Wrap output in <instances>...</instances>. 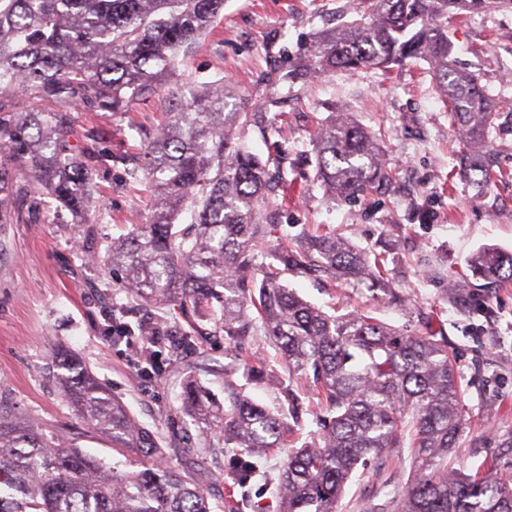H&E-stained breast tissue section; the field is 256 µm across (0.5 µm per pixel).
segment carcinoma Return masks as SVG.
Instances as JSON below:
<instances>
[{"mask_svg":"<svg viewBox=\"0 0 512 512\" xmlns=\"http://www.w3.org/2000/svg\"><path fill=\"white\" fill-rule=\"evenodd\" d=\"M363 18L325 30L300 70L302 79L326 71L370 67L387 71L408 59L429 63L433 79L468 153L462 171L490 184V135L500 113L471 72L452 67L448 12L511 7L512 0H362ZM224 0H0V223L12 222L22 196L38 205L48 196L87 223L97 192L91 156L74 152L71 112H126L149 96L168 101V119L125 170L154 196L147 222L112 242L106 259L121 272L118 287L146 304L189 307L224 337V404L198 379L183 383L181 412L202 425L233 457L234 480L256 474L254 459L283 444L303 421L301 383L329 413L322 433L288 456L278 473L279 512H336L354 472L378 470L393 448L409 445L414 472L395 495L396 512H512V488L490 477L461 476L448 453L462 430L455 356L431 330L408 334L365 312L329 315L282 284L285 274L363 286L396 300L381 255L371 256L336 234L303 235L271 246L275 216L263 205L284 197L288 179L279 152L261 157L245 145L257 116L230 105L233 87L191 78L176 69L223 13ZM16 95L54 112H17ZM301 175L331 196L358 199L392 181L377 139L347 112L314 133V159ZM194 221L180 228V214ZM267 250L268 263H256ZM483 289L512 280V255L484 248L469 260ZM151 338L144 360L155 373L192 342L147 325L112 320L120 340L133 330ZM263 334L280 351L288 377L279 381L272 411L245 393L264 377L240 352ZM64 396L112 447L153 463L119 471L76 448L49 439L0 406V473L11 482L0 512H212L204 492L162 461L157 434L143 428L87 367L66 352L55 356ZM243 378L245 384L238 383Z\"/></svg>","mask_w":512,"mask_h":512,"instance_id":"obj_1","label":"carcinoma"}]
</instances>
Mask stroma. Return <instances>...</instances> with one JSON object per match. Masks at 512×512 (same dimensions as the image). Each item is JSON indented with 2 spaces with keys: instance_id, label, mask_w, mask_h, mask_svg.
I'll list each match as a JSON object with an SVG mask.
<instances>
[{
  "instance_id": "1",
  "label": "stroma",
  "mask_w": 512,
  "mask_h": 512,
  "mask_svg": "<svg viewBox=\"0 0 512 512\" xmlns=\"http://www.w3.org/2000/svg\"><path fill=\"white\" fill-rule=\"evenodd\" d=\"M351 0H224V11L201 37L184 76L224 79L248 109L274 118L270 135L249 128L248 146L265 153L277 141L287 162L312 155L313 133L333 112L351 113L376 134L393 183L356 200L330 197L319 185H301L277 207L281 235L300 232L344 236L371 252L391 246L389 277L405 305L373 299L366 288L324 287L291 277L287 285L331 315L362 309L396 329H420V315L437 316L456 353L466 423L450 457L452 467L512 484V281L489 291L473 288L469 256L483 247L512 254V8L462 12L448 19L457 67L479 78L500 106L502 126L491 134L503 179L490 190L461 175L465 145L448 124V111L426 62L407 60L389 72L333 70L306 83H273L274 71L307 54L317 34L352 21ZM167 110L155 96L126 112H76L73 151L94 150L91 162L99 196L92 230L73 224L68 211L46 200L38 211L17 201L18 220L0 224V401L11 413L65 445L130 469L133 454L75 414L57 383L52 355L65 349L92 370L110 393L164 441L168 463L202 489L213 512H278L274 487L282 462L313 441L322 412L305 392L308 413L286 434L281 448L258 463L242 489H228V457L199 447L196 423L179 410L180 382L193 375L224 394V339L202 336L172 357L165 373L148 375L135 365L140 342H117L110 316L162 329L185 330L192 315L166 306H141L121 289L105 259L112 241L131 235L150 216L153 201L143 183L126 178V160H137ZM413 474L406 448L389 452L382 476L354 473L336 512H376Z\"/></svg>"
}]
</instances>
